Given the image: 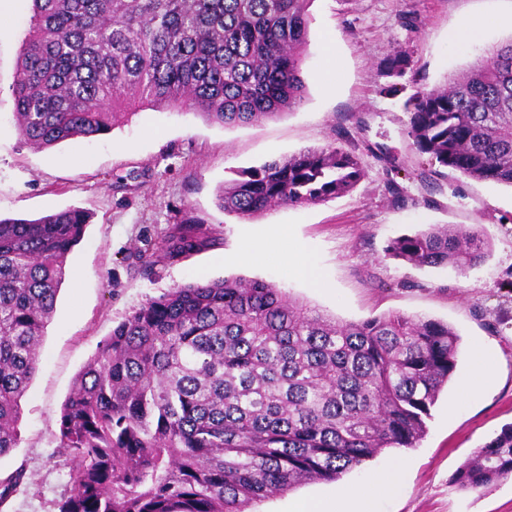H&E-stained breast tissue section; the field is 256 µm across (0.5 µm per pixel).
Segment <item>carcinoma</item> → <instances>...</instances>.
Instances as JSON below:
<instances>
[{
	"instance_id": "carcinoma-1",
	"label": "carcinoma",
	"mask_w": 512,
	"mask_h": 512,
	"mask_svg": "<svg viewBox=\"0 0 512 512\" xmlns=\"http://www.w3.org/2000/svg\"><path fill=\"white\" fill-rule=\"evenodd\" d=\"M12 95L15 130L41 150L106 134L140 108L243 126L306 99L311 0H32ZM410 60L389 59L382 77ZM421 154L512 188V39L442 88L405 103ZM360 158L303 150L225 181L217 203L254 219L352 190ZM87 215L0 218V456L19 442L21 404ZM167 235L162 257L189 254ZM490 244L429 224L386 255L465 274ZM448 323L399 312L343 322L276 284L228 278L178 285L118 323L76 376L57 426L67 468L54 512H250L315 481L337 482L386 448H415L458 365ZM512 477V424L453 475L462 491ZM26 483L0 478V506Z\"/></svg>"
}]
</instances>
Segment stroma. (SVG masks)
<instances>
[{
    "instance_id": "obj_1",
    "label": "stroma",
    "mask_w": 512,
    "mask_h": 512,
    "mask_svg": "<svg viewBox=\"0 0 512 512\" xmlns=\"http://www.w3.org/2000/svg\"><path fill=\"white\" fill-rule=\"evenodd\" d=\"M303 77L308 95L287 116L224 127L193 113L143 108L122 127L46 149L22 144L12 123L11 86L27 35L31 0H11L0 14V216L37 218L69 207L89 212L68 258L39 367L22 404L19 444L0 457V475L25 468L28 482L4 512H52L66 471L56 448V420L77 374L113 328L147 299L200 280L230 276L275 283L342 321L392 312L448 322L460 336L455 378L410 449H386L361 469L276 496L253 512H306L333 491L360 490L373 471L403 462L397 493L378 512H512V478L478 491L451 482L473 448L512 423V188L456 172L429 183V155L406 133L405 101L444 84L512 39L491 26L473 41L449 32L465 17L512 16V0H313ZM397 54L411 65L385 92L378 73ZM340 146L360 158L364 176L324 202L268 211L254 220L225 215L216 193L239 171L306 149ZM403 189L393 198L390 182ZM213 242L189 258L142 265L184 216ZM426 224L477 227L491 244L467 274L417 269L384 253L390 240ZM327 286L310 288L280 259L292 244ZM262 260L247 259L250 251ZM489 350L493 383L465 395L461 385L478 351Z\"/></svg>"
}]
</instances>
